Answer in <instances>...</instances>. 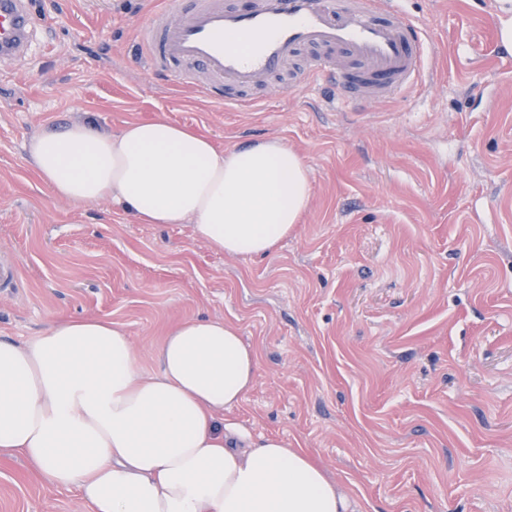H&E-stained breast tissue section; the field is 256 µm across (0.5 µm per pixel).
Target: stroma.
Returning <instances> with one entry per match:
<instances>
[{"instance_id":"35a3bbf8","label":"stroma","mask_w":512,"mask_h":512,"mask_svg":"<svg viewBox=\"0 0 512 512\" xmlns=\"http://www.w3.org/2000/svg\"><path fill=\"white\" fill-rule=\"evenodd\" d=\"M169 0H30L29 51L0 63V336L106 317L144 372L174 324L237 326L255 382L225 411L252 441L305 449L360 512H512V51L499 0H403L432 83L364 108L279 82L235 107L156 74L137 32ZM164 118L230 150L278 138L310 198L262 259L104 199L55 197L25 145L75 123ZM0 512H87L0 456Z\"/></svg>"}]
</instances>
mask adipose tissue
I'll return each instance as SVG.
<instances>
[{
  "label": "adipose tissue",
  "mask_w": 512,
  "mask_h": 512,
  "mask_svg": "<svg viewBox=\"0 0 512 512\" xmlns=\"http://www.w3.org/2000/svg\"><path fill=\"white\" fill-rule=\"evenodd\" d=\"M28 154L57 197L188 224L245 258L270 255L310 196L304 161L282 141L223 151L162 119L116 134L50 130ZM158 360L144 375L128 331L107 318L57 319L24 343L0 336V453L76 489L89 512H356L304 449L266 437L247 450L246 434L225 424L258 369L235 325L183 320Z\"/></svg>",
  "instance_id": "1"
}]
</instances>
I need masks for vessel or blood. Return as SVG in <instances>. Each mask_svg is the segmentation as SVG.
<instances>
[{
  "label": "vessel or blood",
  "instance_id": "obj_1",
  "mask_svg": "<svg viewBox=\"0 0 512 512\" xmlns=\"http://www.w3.org/2000/svg\"><path fill=\"white\" fill-rule=\"evenodd\" d=\"M28 0H0V61L26 51ZM149 67L228 105L264 88L299 51L314 55L297 87H339L344 101L370 104L423 84L427 40L398 0H174L139 30Z\"/></svg>",
  "mask_w": 512,
  "mask_h": 512
}]
</instances>
